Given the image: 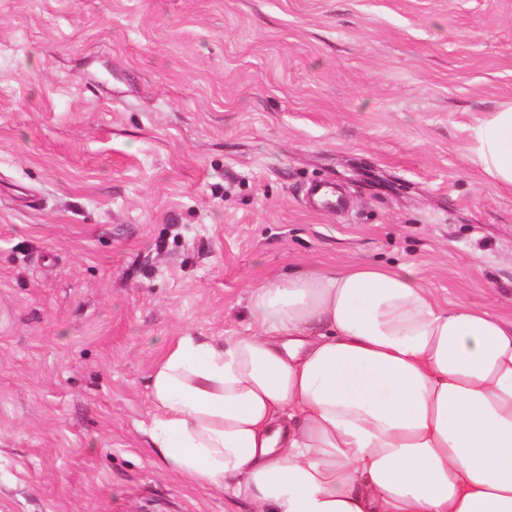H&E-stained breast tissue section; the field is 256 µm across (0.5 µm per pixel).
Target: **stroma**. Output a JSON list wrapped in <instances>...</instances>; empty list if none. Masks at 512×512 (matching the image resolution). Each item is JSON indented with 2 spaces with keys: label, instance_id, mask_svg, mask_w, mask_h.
Wrapping results in <instances>:
<instances>
[{
  "label": "stroma",
  "instance_id": "obj_1",
  "mask_svg": "<svg viewBox=\"0 0 512 512\" xmlns=\"http://www.w3.org/2000/svg\"><path fill=\"white\" fill-rule=\"evenodd\" d=\"M508 102L512 0H0V512H251L148 450V378L288 268L512 319ZM474 152L493 184L512 187V103L490 112L480 123ZM308 198L312 207L321 208L323 211H340L345 206L344 197L336 191V188L320 183L311 186Z\"/></svg>",
  "mask_w": 512,
  "mask_h": 512
}]
</instances>
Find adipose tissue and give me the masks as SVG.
I'll return each mask as SVG.
<instances>
[{
  "label": "adipose tissue",
  "mask_w": 512,
  "mask_h": 512,
  "mask_svg": "<svg viewBox=\"0 0 512 512\" xmlns=\"http://www.w3.org/2000/svg\"><path fill=\"white\" fill-rule=\"evenodd\" d=\"M474 152L512 187V103ZM249 314L154 364L144 433L169 471L252 512H512V320L368 263L282 272Z\"/></svg>",
  "instance_id": "adipose-tissue-1"
}]
</instances>
